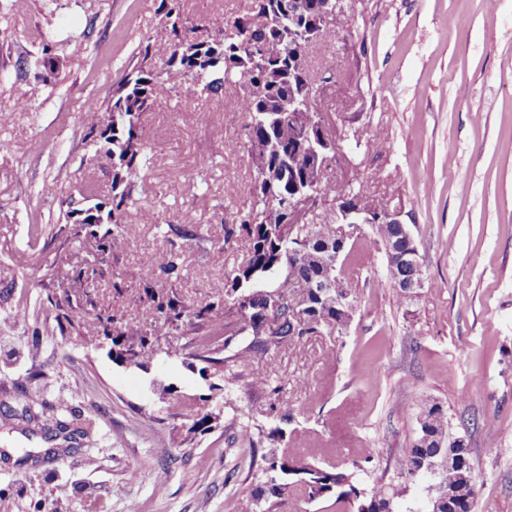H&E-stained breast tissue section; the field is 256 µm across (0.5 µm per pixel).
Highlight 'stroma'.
Segmentation results:
<instances>
[{
	"mask_svg": "<svg viewBox=\"0 0 512 512\" xmlns=\"http://www.w3.org/2000/svg\"><path fill=\"white\" fill-rule=\"evenodd\" d=\"M181 3L213 36L248 0ZM159 4L0 0V114L10 116L0 125V405L39 394L44 418L71 407L96 421L89 439L47 442L0 417V512H85L94 499L109 512H258L256 480L224 483L246 461L238 421L284 430L265 448L320 449L322 468L359 462L369 488L411 446L426 400L469 444L474 512H512V0H359L354 16L330 19L336 36L314 47L309 68L336 79L315 108L335 113L337 135L357 128L364 139L343 146L325 179H367L399 211L426 286L399 303L383 252L371 249L350 326L241 360L250 379L227 394L223 375H200L187 327L155 336L133 365L81 344L110 308L152 328L153 290L175 287L197 307L216 300L247 259L222 244L254 177L236 86H173L169 108L144 115L143 176L156 192L127 211L121 249L69 233L67 211L87 193L107 198L112 181L111 160L86 137L88 105L111 99L159 27ZM39 30L61 59L47 82ZM21 98L28 108H17ZM47 181L54 194L41 193ZM169 249L181 255L174 282L141 263ZM52 288L71 297L75 329L60 332ZM170 347L187 354L166 358ZM205 394L217 419L196 430L188 402Z\"/></svg>",
	"mask_w": 512,
	"mask_h": 512,
	"instance_id": "stroma-1",
	"label": "stroma"
}]
</instances>
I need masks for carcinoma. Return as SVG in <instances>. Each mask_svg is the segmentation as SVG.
<instances>
[{"label": "carcinoma", "instance_id": "carcinoma-1", "mask_svg": "<svg viewBox=\"0 0 512 512\" xmlns=\"http://www.w3.org/2000/svg\"><path fill=\"white\" fill-rule=\"evenodd\" d=\"M161 12L162 26L156 40L170 51L167 77L161 81L151 71L148 61L155 43L147 42L140 50V63L125 75L104 108L105 128L99 130L95 124L90 128L95 146L112 157L111 198L77 210L73 234L92 237L104 247H118L124 237L127 210L154 193L151 182L138 175L148 160L141 121L145 113L170 104L164 84L172 82L208 95L221 92L227 83L242 87L240 106L250 117L247 148L253 149L254 142L259 141L267 150L251 155L256 176L249 187L250 206L224 219L223 243L241 247L247 261L227 278L222 299L193 312L175 295H163L155 305L158 326L176 329L189 325L201 347L195 357L206 363L201 372L218 373L228 363L255 352L278 349L323 325L337 327L346 322L353 311L355 270L346 269L336 290L317 296L314 287L320 270L307 247L312 238L336 237V212L345 207L355 203L375 213L387 207L370 199L363 183L338 189L323 183V174L315 171L311 172L318 181L315 197L303 204L296 193L293 181L302 178L310 163L309 148L280 109L288 97L296 96L302 102L311 92L307 60L313 41L303 34L302 22L292 16L290 0H251L249 11L234 21L230 31L194 46L188 45L193 28L188 26L180 0H161ZM38 36L43 43L42 67L52 74L58 57L50 37L42 32ZM327 201L330 205L319 212L322 222H309L308 213H316ZM102 224L106 229L100 234ZM371 229L374 245H388L394 251L405 248L395 225L373 224ZM144 263L178 279L179 256L172 249L151 253ZM281 275L288 282L286 296L272 288ZM275 294L281 304L274 310L270 300ZM99 320L104 324L103 335L82 337L84 348L97 350L110 339L118 348V358L128 352L138 357L153 349L152 333L131 326L118 310L99 316ZM240 336H249L251 341L228 357H214ZM210 402L209 396L198 398L196 419L189 432L212 421L213 415L207 412ZM418 423L419 434L411 447L395 459V474L408 481L420 476L419 461L441 458L451 440L446 414L439 404L425 402ZM264 436L261 427L240 425L237 429V438L248 445V477L257 473L266 477L264 492L271 500L267 512L282 505L298 484L313 499L335 496L333 505L345 512H393V500L406 490L392 483L362 488L363 468L356 462L350 468L325 470L316 466L314 453L264 452ZM457 480L455 470H441L437 482L428 487L429 499L442 498Z\"/></svg>", "mask_w": 512, "mask_h": 512}]
</instances>
